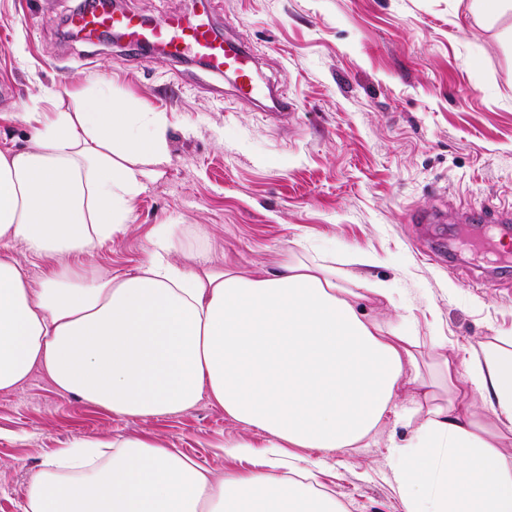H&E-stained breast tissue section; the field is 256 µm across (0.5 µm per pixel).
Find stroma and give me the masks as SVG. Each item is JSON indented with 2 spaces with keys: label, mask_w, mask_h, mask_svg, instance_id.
Listing matches in <instances>:
<instances>
[{
  "label": "stroma",
  "mask_w": 512,
  "mask_h": 512,
  "mask_svg": "<svg viewBox=\"0 0 512 512\" xmlns=\"http://www.w3.org/2000/svg\"><path fill=\"white\" fill-rule=\"evenodd\" d=\"M80 0H0V148L25 147L47 95L64 107L101 90L167 119L169 161L133 202L134 221L92 252L89 273L145 264L155 229H178V262L260 275L295 257L333 260L394 288L368 316H405L422 339L468 357L512 336V251H476L454 226L512 207V11L487 20L472 0H122L156 20L213 22L246 43L258 84L285 89L288 114L232 79L124 43L67 35ZM410 427L387 418L365 447L328 459L320 481L346 512H403L387 463ZM150 438L215 474L252 468L266 436L201 398L147 419L61 392L36 371L0 392V512H22L28 478L77 439ZM245 438L250 457L225 453Z\"/></svg>",
  "instance_id": "1"
}]
</instances>
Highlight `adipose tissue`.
<instances>
[{"mask_svg": "<svg viewBox=\"0 0 512 512\" xmlns=\"http://www.w3.org/2000/svg\"><path fill=\"white\" fill-rule=\"evenodd\" d=\"M31 146L0 150V244L22 242L55 266L39 284L0 254V392L44 371L64 393L143 419L201 397L266 434L270 471L209 468L153 440L81 439L33 472L22 512H344L281 475L299 448L357 447L400 410L411 445H392L404 512H512V336L468 359L401 323L367 317L360 288L325 262L251 276L172 261L160 225L137 273L86 276L61 257L87 253L133 221L143 181L169 160L166 117L84 95L73 111H32ZM415 393L399 408L402 387Z\"/></svg>", "mask_w": 512, "mask_h": 512, "instance_id": "adipose-tissue-1", "label": "adipose tissue"}]
</instances>
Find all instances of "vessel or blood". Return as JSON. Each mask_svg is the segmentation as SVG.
<instances>
[{
    "label": "vessel or blood",
    "mask_w": 512,
    "mask_h": 512,
    "mask_svg": "<svg viewBox=\"0 0 512 512\" xmlns=\"http://www.w3.org/2000/svg\"><path fill=\"white\" fill-rule=\"evenodd\" d=\"M69 23L76 32L88 38L97 36L103 30H114L129 45L156 44L174 60L188 56L206 59L213 70L234 73L237 89L242 95L256 96L260 93L252 79L251 54L243 47L219 40L211 24H194L184 16L173 14L149 27L136 13L108 12L96 8L74 12Z\"/></svg>",
    "instance_id": "b4317fda"
}]
</instances>
